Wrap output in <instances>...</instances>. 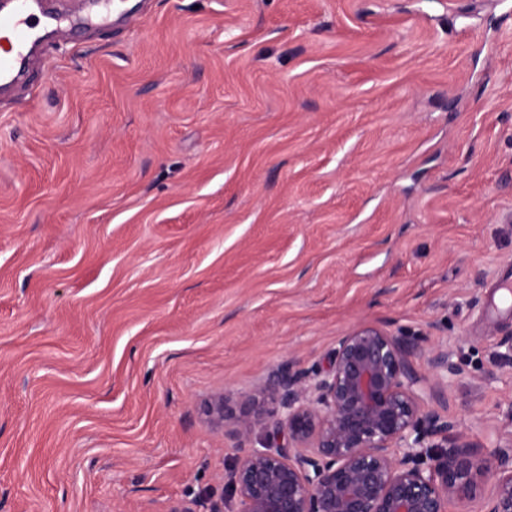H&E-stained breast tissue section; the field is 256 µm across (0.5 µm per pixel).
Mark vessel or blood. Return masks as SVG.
I'll list each match as a JSON object with an SVG mask.
<instances>
[{
  "mask_svg": "<svg viewBox=\"0 0 512 512\" xmlns=\"http://www.w3.org/2000/svg\"><path fill=\"white\" fill-rule=\"evenodd\" d=\"M67 26V18L48 10L43 0H7L0 7V84H14L35 46Z\"/></svg>",
  "mask_w": 512,
  "mask_h": 512,
  "instance_id": "b4317fda",
  "label": "vessel or blood"
}]
</instances>
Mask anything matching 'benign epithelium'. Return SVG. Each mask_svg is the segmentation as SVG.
Listing matches in <instances>:
<instances>
[{
    "instance_id": "obj_1",
    "label": "benign epithelium",
    "mask_w": 512,
    "mask_h": 512,
    "mask_svg": "<svg viewBox=\"0 0 512 512\" xmlns=\"http://www.w3.org/2000/svg\"><path fill=\"white\" fill-rule=\"evenodd\" d=\"M449 357L357 324L327 368L290 359L272 371L269 408L212 395L204 422L238 450L225 475L236 512H451L477 498L483 477L493 479L484 512H512L504 451H481L444 414Z\"/></svg>"
}]
</instances>
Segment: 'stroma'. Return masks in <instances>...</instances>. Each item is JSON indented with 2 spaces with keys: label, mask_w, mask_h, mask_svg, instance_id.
Masks as SVG:
<instances>
[{
  "label": "stroma",
  "mask_w": 512,
  "mask_h": 512,
  "mask_svg": "<svg viewBox=\"0 0 512 512\" xmlns=\"http://www.w3.org/2000/svg\"><path fill=\"white\" fill-rule=\"evenodd\" d=\"M0 93V512H208L200 407L372 324L512 443V0H112Z\"/></svg>",
  "instance_id": "stroma-1"
}]
</instances>
